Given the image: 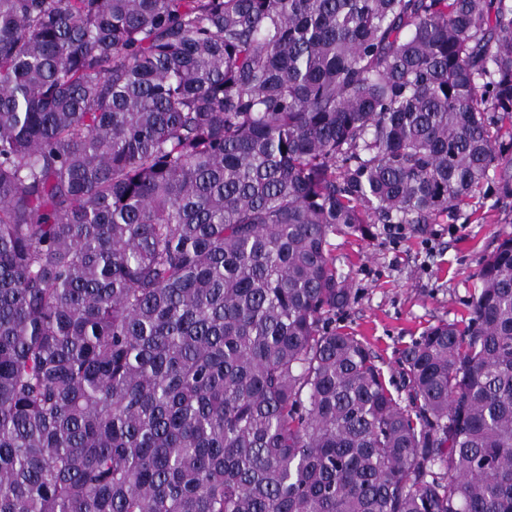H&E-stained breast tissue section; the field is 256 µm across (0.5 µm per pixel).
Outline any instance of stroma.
Listing matches in <instances>:
<instances>
[{
	"label": "stroma",
	"instance_id": "35a3bbf8",
	"mask_svg": "<svg viewBox=\"0 0 512 512\" xmlns=\"http://www.w3.org/2000/svg\"><path fill=\"white\" fill-rule=\"evenodd\" d=\"M512 232V197L477 192L455 219L428 225L380 224L371 238L333 237L336 265L353 292L338 327L361 336L385 376H399L406 345L428 327L459 318L477 285L479 263L501 234Z\"/></svg>",
	"mask_w": 512,
	"mask_h": 512
}]
</instances>
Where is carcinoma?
I'll use <instances>...</instances> for the list:
<instances>
[{"mask_svg": "<svg viewBox=\"0 0 512 512\" xmlns=\"http://www.w3.org/2000/svg\"><path fill=\"white\" fill-rule=\"evenodd\" d=\"M504 136L512 0H0V512H512V233L400 389L331 243Z\"/></svg>", "mask_w": 512, "mask_h": 512, "instance_id": "1", "label": "carcinoma"}]
</instances>
